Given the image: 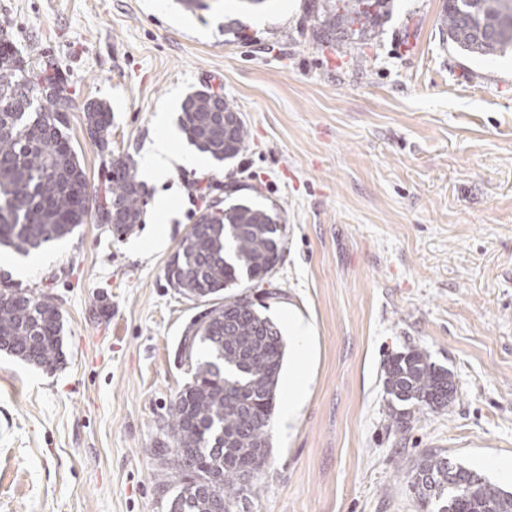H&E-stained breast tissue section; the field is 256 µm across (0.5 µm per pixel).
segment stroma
I'll return each mask as SVG.
<instances>
[{
  "instance_id": "1",
  "label": "stroma",
  "mask_w": 512,
  "mask_h": 512,
  "mask_svg": "<svg viewBox=\"0 0 512 512\" xmlns=\"http://www.w3.org/2000/svg\"><path fill=\"white\" fill-rule=\"evenodd\" d=\"M209 3L0 0L22 54L68 79L90 191L111 168L86 135L88 101L111 109V156L140 164L163 111L179 157L147 183L132 235L90 218L39 248L48 263L0 250L13 287L58 306L64 352L46 371L0 351V512H169L155 450L205 305L165 268L202 210L243 199L286 226L264 315L310 325L307 397L293 424L273 416L247 512H420L407 475L425 452L473 471L512 458V56L458 52L444 0H391L378 37L344 47L315 37L312 0ZM207 86L250 132L224 163L181 131L184 98ZM411 348L448 369L456 396L398 431L384 367Z\"/></svg>"
}]
</instances>
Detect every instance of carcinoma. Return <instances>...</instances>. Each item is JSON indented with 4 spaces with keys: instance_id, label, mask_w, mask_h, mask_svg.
I'll use <instances>...</instances> for the list:
<instances>
[{
    "instance_id": "1",
    "label": "carcinoma",
    "mask_w": 512,
    "mask_h": 512,
    "mask_svg": "<svg viewBox=\"0 0 512 512\" xmlns=\"http://www.w3.org/2000/svg\"><path fill=\"white\" fill-rule=\"evenodd\" d=\"M390 0H321L314 12L320 38L368 41ZM373 4V12L366 10ZM442 24L448 42L475 58L512 52V0H445ZM0 245L28 254L62 238L95 212L116 238L144 222L146 191L130 160L110 161L115 169L107 194L87 193L86 173L66 133L73 110L65 75L50 59L24 58L11 39V24L0 20ZM235 108L204 89L181 105L189 140L213 160L236 158L249 141L239 120L224 135L219 112ZM85 125L104 153L109 149L111 111L98 101L84 108ZM277 209L248 201L203 211L167 262L165 275L186 296L218 300L243 279L262 281L280 264L283 227ZM190 328L189 358L197 348L207 355L191 364L193 380L172 400L164 426L167 443L156 449L175 476L192 470L216 481L203 492L171 500L175 512H242L251 489L271 457L270 422L285 345L279 329L253 302ZM63 324L58 308L44 294L0 289V351L43 370L63 360ZM390 397L391 426L407 427L411 410L448 407L454 382L448 370L416 349L394 355L384 382ZM410 486L424 512H512V493L453 462L441 451L424 454L413 466Z\"/></svg>"
}]
</instances>
